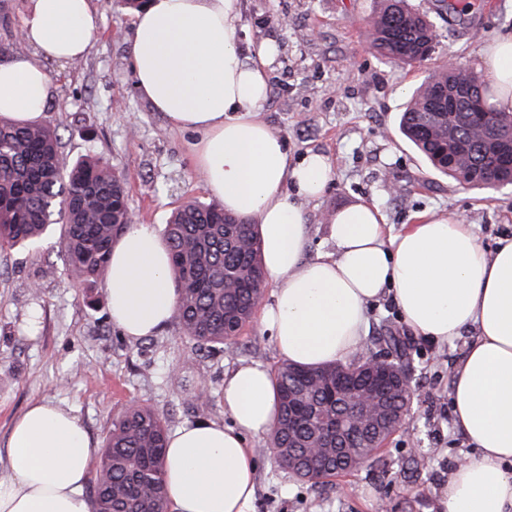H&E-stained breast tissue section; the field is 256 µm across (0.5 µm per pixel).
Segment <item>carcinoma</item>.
Instances as JSON below:
<instances>
[{"label": "carcinoma", "mask_w": 512, "mask_h": 512, "mask_svg": "<svg viewBox=\"0 0 512 512\" xmlns=\"http://www.w3.org/2000/svg\"><path fill=\"white\" fill-rule=\"evenodd\" d=\"M371 46L389 62H425L436 39L433 22L407 0H380L366 20ZM484 77L453 65L431 73L399 118V129L441 174L474 186L512 184V158L493 145L512 133V113L490 104ZM490 114L482 131L471 118V101ZM461 162L448 164L444 133ZM132 223L122 176L107 163L86 158L67 164L53 130L38 122L0 117V253L34 243L53 224L64 227L59 243L72 272L83 283L98 281L110 264L114 242ZM177 294L175 321L194 350L222 353L238 343L261 304L265 281L258 227L217 204L189 201L163 229ZM392 363L409 362L408 343L388 331L377 338ZM384 368L363 359L306 368L283 362L275 373L279 416L271 436L281 466L295 478L300 461L319 459L312 482L325 487L375 457L393 430L365 423L356 427L344 402L328 397L336 381L348 390L371 392L383 414L407 409L408 392L388 382ZM167 428L153 409L130 405L112 418L102 461L93 480L94 512H165ZM345 449L336 464V449Z\"/></svg>", "instance_id": "cac0c4a2"}]
</instances>
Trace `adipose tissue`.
Listing matches in <instances>:
<instances>
[{
  "instance_id": "1",
  "label": "adipose tissue",
  "mask_w": 512,
  "mask_h": 512,
  "mask_svg": "<svg viewBox=\"0 0 512 512\" xmlns=\"http://www.w3.org/2000/svg\"><path fill=\"white\" fill-rule=\"evenodd\" d=\"M237 2L148 0L131 53L138 93L171 127L197 132L193 155L211 195L260 226L274 285L262 325L284 360L306 367L358 351L368 305L386 294L421 339L448 344L476 329L452 385L454 423L475 453L450 472L445 512H512V240L487 252L453 213L390 238L379 208L358 203L328 217L335 255L307 258L305 205L323 193L334 167L320 153L290 163L283 136L260 121L274 48L242 53ZM99 28L93 0H30L22 50L0 58V112L39 120L52 79L33 54L82 57ZM484 74L495 109L512 112V36L488 45ZM170 269L149 225H133L113 246L106 288L125 336H150L173 321ZM223 400L231 425L200 421L167 439L169 512H253L257 465L246 438L276 422L273 378L263 365L240 366L225 376ZM98 454L71 411L32 403L0 448V512H93L86 486Z\"/></svg>"
}]
</instances>
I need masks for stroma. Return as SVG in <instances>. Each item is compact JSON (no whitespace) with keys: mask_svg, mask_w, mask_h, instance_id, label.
<instances>
[{"mask_svg":"<svg viewBox=\"0 0 512 512\" xmlns=\"http://www.w3.org/2000/svg\"><path fill=\"white\" fill-rule=\"evenodd\" d=\"M378 0H238L242 47L276 44L269 97L260 119L284 136L291 161L328 156L336 175L306 206V256L335 253L326 218L355 203L379 206L389 233L430 211L456 212L481 246L512 238V186L476 189L433 171L398 131V117L422 79L454 62L480 68L493 40L512 36V0H477L465 22L437 0H408L433 17L437 39L421 66L398 67L373 52L365 18ZM102 24L89 52L72 62L42 60L53 93L41 118L58 135L67 162L106 161L124 177L134 221L162 231L189 200L211 202L191 152L193 132L170 128L135 87L130 56L136 13L119 0H94ZM362 354L376 353L386 328L408 333L384 296L368 312ZM472 332L446 345L413 338V417L384 454L323 489L298 481L275 458L268 435L247 439L257 461L253 512H444L448 474L471 446L455 427L454 366ZM282 359L260 322L223 355L197 354L177 324L132 340L112 322L104 283L75 280L49 234L27 249L0 254V448L13 420L35 401L68 408L102 447L112 416L136 402L154 409L168 430L226 421L224 376L244 364L276 369Z\"/></svg>","mask_w":512,"mask_h":512,"instance_id":"obj_1","label":"stroma"}]
</instances>
